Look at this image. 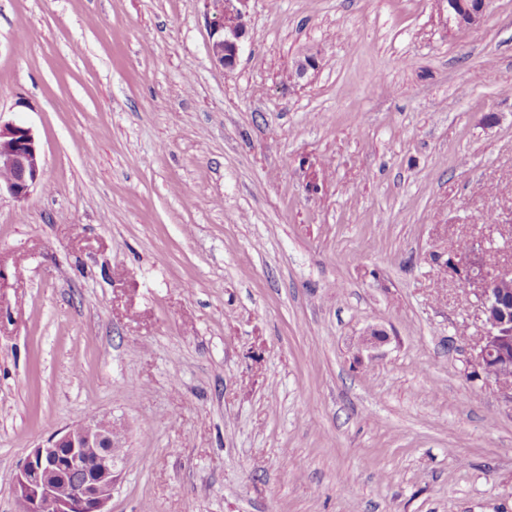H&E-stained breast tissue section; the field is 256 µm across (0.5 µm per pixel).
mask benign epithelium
<instances>
[{
  "mask_svg": "<svg viewBox=\"0 0 512 512\" xmlns=\"http://www.w3.org/2000/svg\"><path fill=\"white\" fill-rule=\"evenodd\" d=\"M205 20L210 35V55L223 69L236 68L242 42L248 33L249 0H205ZM488 0H448L445 33L479 26ZM319 68V58L306 53L294 65L291 76L302 78ZM0 190L17 201L26 200L43 175L41 151L32 131L16 124L0 123ZM448 271L466 285L479 302L484 334L476 344L473 365L484 379L497 380L512 372V272L493 270L474 245L448 257ZM387 341L372 328L360 338L362 348L374 350ZM122 441L121 432L106 418H91L34 448L20 465L15 490L21 512H42L51 501L56 512H108L118 468L122 460L110 453ZM79 470L85 481L77 488L59 478Z\"/></svg>",
  "mask_w": 512,
  "mask_h": 512,
  "instance_id": "obj_1",
  "label": "benign epithelium"
}]
</instances>
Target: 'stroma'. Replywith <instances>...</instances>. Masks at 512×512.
<instances>
[{
  "mask_svg": "<svg viewBox=\"0 0 512 512\" xmlns=\"http://www.w3.org/2000/svg\"><path fill=\"white\" fill-rule=\"evenodd\" d=\"M439 10L250 0L229 72L204 0H0V121L44 161L0 194V512L92 417L109 512H512L445 267L512 257V0L451 38Z\"/></svg>",
  "mask_w": 512,
  "mask_h": 512,
  "instance_id": "1",
  "label": "stroma"
}]
</instances>
